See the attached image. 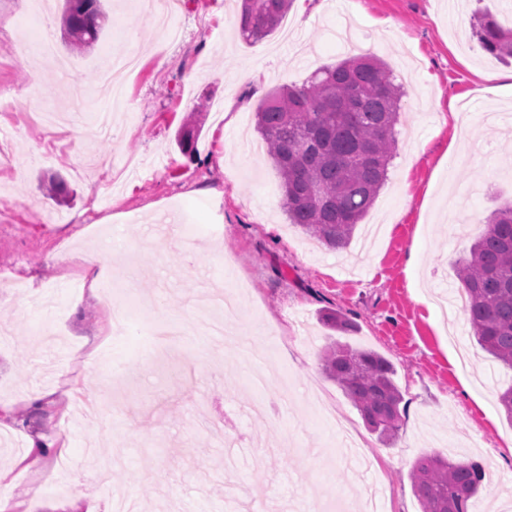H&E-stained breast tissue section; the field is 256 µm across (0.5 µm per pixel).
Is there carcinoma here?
Wrapping results in <instances>:
<instances>
[{
    "label": "carcinoma",
    "mask_w": 512,
    "mask_h": 512,
    "mask_svg": "<svg viewBox=\"0 0 512 512\" xmlns=\"http://www.w3.org/2000/svg\"><path fill=\"white\" fill-rule=\"evenodd\" d=\"M290 5L291 0H255L254 10L242 7L243 39L274 32ZM62 15L75 50L97 42L106 17L101 0H63ZM478 41L493 56H512V27L489 15L480 19ZM402 96L384 61L358 55L316 70L300 86H283L259 104L256 127L280 174L286 218L321 245L347 247L374 205L396 151ZM195 138L188 118L177 132L184 154L193 153ZM457 278L477 344L512 370V203L489 216L469 256L459 262ZM320 361L365 422L394 441L403 396L392 363L373 350L338 342L322 351ZM412 472L422 512H470L485 479L479 464L439 455L418 459Z\"/></svg>",
    "instance_id": "obj_1"
}]
</instances>
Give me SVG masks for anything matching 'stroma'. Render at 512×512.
<instances>
[{"label":"stroma","mask_w":512,"mask_h":512,"mask_svg":"<svg viewBox=\"0 0 512 512\" xmlns=\"http://www.w3.org/2000/svg\"><path fill=\"white\" fill-rule=\"evenodd\" d=\"M62 4L0 0V95L13 103L0 136V273L12 282L0 292V408L28 417L0 423L12 512L50 476L46 500L63 512H106L121 497L137 512H238L248 498L252 512H299L306 495L349 501L376 477L390 488L386 512H421L410 472L434 453L484 467L472 512H512V421L497 401L512 370L455 310L457 263L512 199V97L494 81L512 75V58L472 34L475 14L511 20L512 0H324L306 22L289 10L292 34L256 42L239 35L241 0H173L175 44L151 0H105L100 39L83 53L63 41ZM130 31L138 66L115 100L100 72ZM47 34L68 74L50 57L20 62L18 46ZM351 53L386 61L404 96L389 179L338 253L286 219L255 111ZM244 68L258 82L240 81ZM190 117L200 131L188 157L176 133ZM51 176L67 196H49ZM90 249L111 251L113 281L142 306L131 332L110 336L122 384L96 364L109 326L100 305L70 286L66 256ZM336 308L351 326L333 334L321 314ZM158 318L187 328L162 361L149 335ZM332 339L393 364L394 446L323 373ZM263 369L273 377L258 391L249 376ZM312 391L348 421L365 460L338 447ZM78 396L112 407L106 438L92 440ZM35 434L66 442L67 468L32 460Z\"/></svg>","instance_id":"1"}]
</instances>
